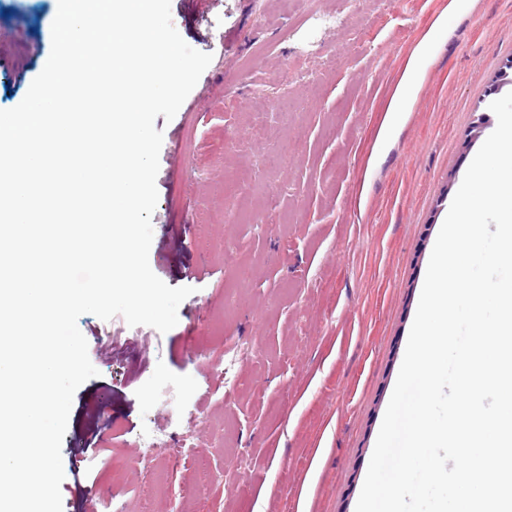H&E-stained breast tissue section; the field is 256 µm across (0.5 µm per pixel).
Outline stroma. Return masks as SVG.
Masks as SVG:
<instances>
[{"label":"stroma","instance_id":"obj_1","mask_svg":"<svg viewBox=\"0 0 512 512\" xmlns=\"http://www.w3.org/2000/svg\"><path fill=\"white\" fill-rule=\"evenodd\" d=\"M54 0H0V110L51 50ZM212 61L163 132L149 263L193 293L162 333L77 321L63 512H355L436 235L512 58V0H171ZM446 27L394 125L417 44ZM293 93L295 115L274 102Z\"/></svg>","mask_w":512,"mask_h":512}]
</instances>
